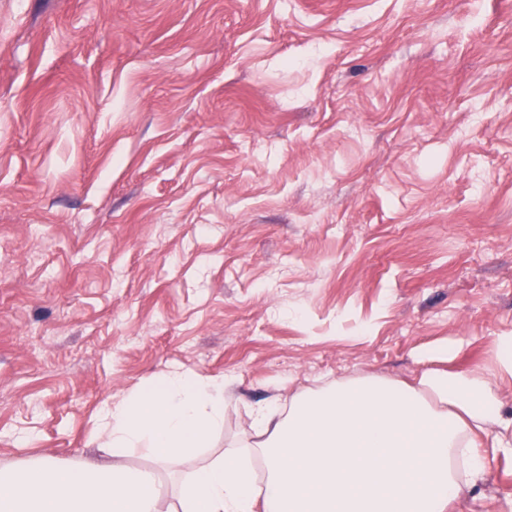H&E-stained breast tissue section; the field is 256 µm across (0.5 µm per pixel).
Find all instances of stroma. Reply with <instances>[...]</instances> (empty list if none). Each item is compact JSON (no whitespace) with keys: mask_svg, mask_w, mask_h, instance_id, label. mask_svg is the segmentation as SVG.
Segmentation results:
<instances>
[{"mask_svg":"<svg viewBox=\"0 0 512 512\" xmlns=\"http://www.w3.org/2000/svg\"><path fill=\"white\" fill-rule=\"evenodd\" d=\"M512 336V0H0V466L178 370L249 406ZM452 512H512L489 458ZM461 346L462 342L424 346L418 350L416 358L421 362L433 361L436 359L448 360V362H450L456 356Z\"/></svg>","mask_w":512,"mask_h":512,"instance_id":"obj_1","label":"stroma"}]
</instances>
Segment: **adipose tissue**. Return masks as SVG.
<instances>
[{
    "mask_svg": "<svg viewBox=\"0 0 512 512\" xmlns=\"http://www.w3.org/2000/svg\"><path fill=\"white\" fill-rule=\"evenodd\" d=\"M512 375V336L495 366L369 375L250 407L232 449L181 487L177 512H449L484 477L487 453L512 455V415L496 384ZM227 385L167 373L106 407L111 461L34 458L0 467V512H160L155 471L224 425ZM262 471H255V464Z\"/></svg>",
    "mask_w": 512,
    "mask_h": 512,
    "instance_id": "ef3b65f1",
    "label": "adipose tissue"
}]
</instances>
